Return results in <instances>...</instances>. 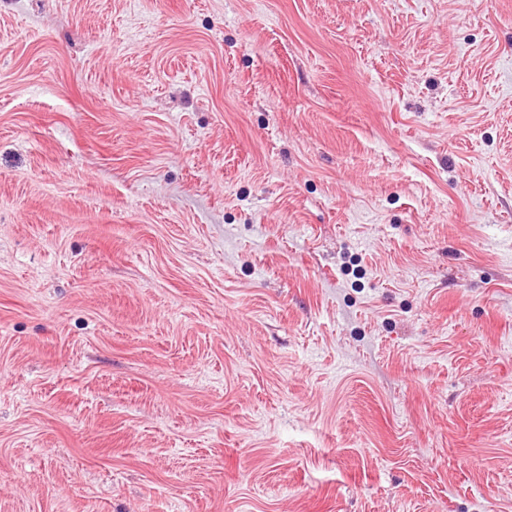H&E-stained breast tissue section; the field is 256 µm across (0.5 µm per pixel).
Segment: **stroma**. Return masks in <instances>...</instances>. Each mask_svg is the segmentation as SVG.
I'll return each instance as SVG.
<instances>
[{
    "mask_svg": "<svg viewBox=\"0 0 512 512\" xmlns=\"http://www.w3.org/2000/svg\"><path fill=\"white\" fill-rule=\"evenodd\" d=\"M0 512H512V0H0Z\"/></svg>",
    "mask_w": 512,
    "mask_h": 512,
    "instance_id": "stroma-1",
    "label": "stroma"
}]
</instances>
